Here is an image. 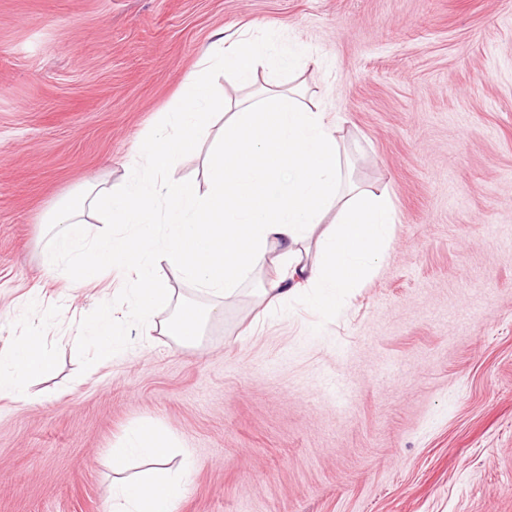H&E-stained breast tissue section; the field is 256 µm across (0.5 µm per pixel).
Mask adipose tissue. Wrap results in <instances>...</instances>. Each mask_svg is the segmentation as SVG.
Returning a JSON list of instances; mask_svg holds the SVG:
<instances>
[{"mask_svg":"<svg viewBox=\"0 0 512 512\" xmlns=\"http://www.w3.org/2000/svg\"><path fill=\"white\" fill-rule=\"evenodd\" d=\"M304 57L295 43L245 33L216 39L163 112L158 135L143 150L142 173L108 189L87 185L48 213L45 273L55 274L66 261L84 284L129 274L128 314L143 335L160 332L184 347L199 344L220 301L248 283L269 311L300 298L318 313L335 312L377 273L389 251L397 222L392 198L350 178L338 118L310 109L299 90L275 84L244 101L223 100L206 74L221 66L250 86L258 74L295 71ZM217 113L225 120L206 154V189L173 179L174 164L197 153ZM96 217L113 233L90 237L86 224ZM173 277L214 298V305L176 296ZM160 309L170 315L158 323L153 314ZM89 338L104 360L125 354L131 344L107 314ZM53 367L38 337H22L0 350V397L36 405L29 386ZM171 453V439L154 424L132 430L112 451V512H175L195 461L185 450L173 468ZM136 461L145 468L128 477Z\"/></svg>","mask_w":512,"mask_h":512,"instance_id":"1","label":"adipose tissue"}]
</instances>
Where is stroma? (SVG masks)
Returning a JSON list of instances; mask_svg holds the SVG:
<instances>
[{"label": "stroma", "instance_id": "obj_1", "mask_svg": "<svg viewBox=\"0 0 512 512\" xmlns=\"http://www.w3.org/2000/svg\"><path fill=\"white\" fill-rule=\"evenodd\" d=\"M304 45L305 100L393 197L378 273L335 314L228 301L200 345L99 363L102 297L48 277L43 218L111 187L217 32ZM0 348L37 331L38 402L0 399V512H109L151 422L196 460L177 512H512V0H0Z\"/></svg>", "mask_w": 512, "mask_h": 512}]
</instances>
